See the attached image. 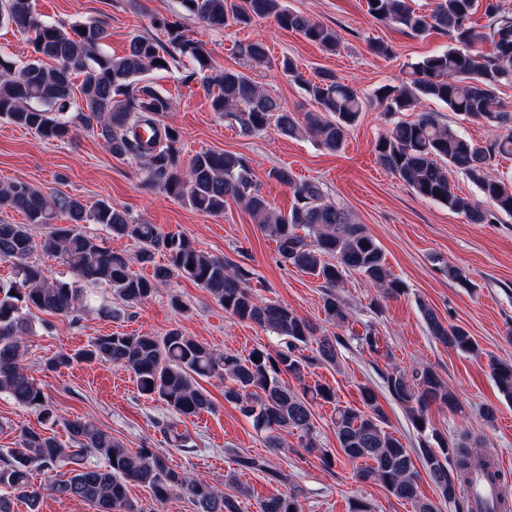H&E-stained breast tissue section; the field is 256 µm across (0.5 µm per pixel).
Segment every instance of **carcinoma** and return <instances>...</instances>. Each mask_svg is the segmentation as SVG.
Segmentation results:
<instances>
[{"label": "carcinoma", "mask_w": 512, "mask_h": 512, "mask_svg": "<svg viewBox=\"0 0 512 512\" xmlns=\"http://www.w3.org/2000/svg\"><path fill=\"white\" fill-rule=\"evenodd\" d=\"M412 0H366L368 14L379 22L400 27L412 36L431 31L451 37L455 45L441 49L410 66L408 78L398 86L383 85L375 97L390 113L413 112L410 120L396 122L375 142L379 162L418 196L441 202L464 213L471 224H492L499 216L512 217V177L493 169L498 156L512 155V111L502 109L497 89L512 81V17L499 0H435L433 10L421 13ZM184 10L212 29L273 19L285 30L301 33L327 52L336 51V31L288 8L285 0H182ZM483 11L489 33L477 32L473 15ZM0 24H8L26 36L35 57L20 65L0 57V119L32 130L43 140H64L74 127L96 132L112 155L128 158L146 173L149 185L165 191L190 208L209 215L224 213L226 198L242 204L261 231L274 238L282 261L323 281L327 291L323 309L327 321L349 326V313L336 289L351 273L387 297L405 293L404 282L391 273L381 247L364 225L343 208L325 199L319 184L299 181L285 167L273 168L269 177L293 191L295 203L287 212L271 208L259 192L249 163L231 153L201 151L183 164L181 135L163 122L172 109L171 100L149 80L146 73L169 70L188 58L207 92L212 111L252 136L275 126L281 134L317 139L336 152L364 108L360 92L320 71L317 79L303 77L291 59L281 71L304 86L316 109L297 116L284 110L247 74L226 69L212 73L206 44L186 36L168 21L155 23L166 41L135 35L128 51L114 58L103 50L109 37L105 24L46 23L31 10L30 0H0ZM490 39L493 52L483 54L475 45ZM252 63L268 62L263 42L239 46ZM83 75L79 88L74 76ZM76 113L66 117L74 100ZM425 99H435L466 119L500 131L482 145L432 112H416ZM463 174L486 200L490 209L473 205L455 194L449 169ZM0 206L21 212L24 224L0 223V261L9 262L16 279L0 283V393L16 403L39 410L50 418L54 410L29 374L28 336L34 334L31 315L37 311L70 316L84 303L82 283L104 285L127 307L137 306L177 276L204 288L240 322L255 324L284 340L285 349L274 354L255 349L246 359L217 353L195 338L172 329L163 336L110 333L93 337L73 353L60 352L47 362L58 369L75 362H100L131 372L139 392L166 403L172 417L161 423L169 444L181 450L194 447L188 431H180L182 418L212 409V401L198 379L217 377L226 381L224 401L236 406L264 434L268 448L282 445V433L298 435L301 447L318 452L330 464L312 422V403L335 405L333 424L344 457L362 460V481H375L398 500L413 504L415 512H439L438 505L421 496L419 481L427 476L452 512H474L463 486L471 472L483 468L499 483L503 473L492 470L486 455L474 453L468 434L445 436L429 426L428 410L458 406L448 383L430 367L407 373L391 368L384 374L387 391L404 409L420 433V448L411 454L386 430V417L375 393L361 392L363 407L336 404V392L327 384L304 387L301 395L282 383L287 373L302 382L309 365L303 348L317 343L316 359L334 364L346 347L338 334L317 335L316 327L288 307L257 296L250 285L251 272L240 265L211 256L186 236L165 233L154 224L135 223L127 212L100 200L92 206L68 196H46L25 182L0 186ZM65 214L69 223L55 224ZM86 224H100L112 235L138 245L137 261H153L157 251L166 253L167 264L154 267L149 277L131 271L130 257L104 246V241L84 231ZM35 226L50 231L37 242ZM51 254L65 273L52 277L30 261L36 248ZM429 333L439 342L462 353L477 355L481 347L459 325H444L428 305L419 304ZM258 361H253V358ZM491 369L499 392L512 401V360L492 359ZM71 445L55 437L25 429L17 446L0 454V512H13L14 500L25 499L38 509L41 492L32 483V471L68 468L66 480H52L51 494L89 502L97 512H146L129 499L128 486H147L157 503L175 494L188 497L198 512H238L235 501L203 479L178 472L166 454L153 448L135 452L90 420L64 421ZM99 454L105 466H88L86 458ZM259 512H303L293 494H278L259 502Z\"/></svg>", "instance_id": "cac0c4a2"}]
</instances>
